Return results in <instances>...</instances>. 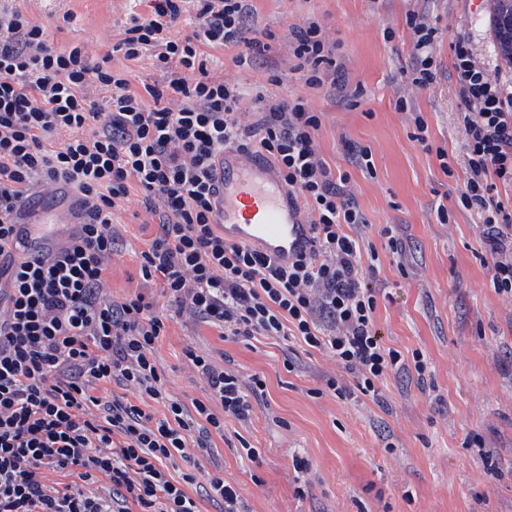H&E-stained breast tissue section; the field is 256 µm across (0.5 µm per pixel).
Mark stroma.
<instances>
[{
    "label": "stroma",
    "instance_id": "stroma-1",
    "mask_svg": "<svg viewBox=\"0 0 512 512\" xmlns=\"http://www.w3.org/2000/svg\"><path fill=\"white\" fill-rule=\"evenodd\" d=\"M10 4L44 24L54 47L84 42L95 57L110 56L131 89L164 83L150 58L129 61L111 53L128 15L148 14L146 0ZM254 7L258 26L277 34L304 17L318 18L339 45L345 92L306 88L280 43L266 64L239 66L236 49H213L212 74L253 92L304 96L320 112L319 151L331 169L349 171V188L367 221L365 237L379 256L372 279L379 290L376 328L385 347L406 357L421 351L431 378L422 388L392 373L380 384L379 399H340L323 392L324 378L346 383L349 375L295 339H224L206 324L168 320L156 357L183 400L204 393L184 363L189 344L265 382L250 421H226L223 436L214 437L210 455L201 459L205 470H223L247 512H512V300L491 283L477 212L458 202L465 179L462 102L451 76V45L462 31L480 57L512 77L491 25L494 0H254ZM67 12L68 23L62 20ZM411 13L439 29L436 79L412 94L405 90ZM405 95L428 125V145L414 139L398 109ZM350 143L370 148L372 171L350 168ZM439 148L448 154L450 172L439 166ZM441 205L448 210L444 221ZM147 219L129 211L120 218L125 243L105 272L113 298L135 291L161 296L160 281L141 278L136 255L155 231ZM387 227L404 241V256L386 248ZM290 349L297 354L291 370L284 366ZM476 434L482 446L472 443ZM250 448L259 450L260 463L247 459ZM299 458L310 472L296 469Z\"/></svg>",
    "mask_w": 512,
    "mask_h": 512
}]
</instances>
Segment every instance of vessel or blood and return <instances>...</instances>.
I'll list each match as a JSON object with an SVG mask.
<instances>
[{
    "mask_svg": "<svg viewBox=\"0 0 512 512\" xmlns=\"http://www.w3.org/2000/svg\"><path fill=\"white\" fill-rule=\"evenodd\" d=\"M215 201L227 240L257 246L281 263L308 251L311 232L278 171L262 156L225 150L217 163ZM24 251L53 243L50 226L32 211L20 236Z\"/></svg>",
    "mask_w": 512,
    "mask_h": 512,
    "instance_id": "1",
    "label": "vessel or blood"
}]
</instances>
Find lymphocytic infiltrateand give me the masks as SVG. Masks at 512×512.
<instances>
[{
  "label": "lymphocytic infiltrate",
  "mask_w": 512,
  "mask_h": 512,
  "mask_svg": "<svg viewBox=\"0 0 512 512\" xmlns=\"http://www.w3.org/2000/svg\"><path fill=\"white\" fill-rule=\"evenodd\" d=\"M147 2L149 13L130 15L112 46L130 61L150 56L166 75L139 92L86 44L55 50L46 27L0 4V512H200L199 487L218 512H243L224 476L198 480V456L225 420L249 419V398L265 383L189 345L186 365L206 395L184 402L155 353L168 310L226 338H297L353 376L352 389L324 378L342 399L378 396L392 373L427 381L422 352L403 357L375 329L379 256L359 235L366 219L349 174L332 173L318 149L319 113L304 97L253 96L210 72V49L237 48L240 65L270 51L275 35L257 26L253 0ZM189 7L191 36L173 37ZM406 22L408 88L418 91L435 79L439 30L413 13ZM282 38L306 87L345 90L338 45L318 19ZM452 66L467 157L459 202L481 216L491 281L512 298V205L498 197L499 186L512 187V77L490 68L464 33ZM62 131L67 140L55 142ZM228 147L277 167L313 231L309 253L283 266L225 239L212 202ZM39 186L68 187L84 221L64 247L21 260L15 226ZM134 199L157 227L140 272L161 280L160 305L141 293L114 299L104 278L120 246L119 215ZM105 384L120 394L102 392ZM154 403L163 417L150 413ZM178 459L191 470L176 478L169 466Z\"/></svg>",
  "instance_id": "lymphocytic-infiltrate-1"
}]
</instances>
